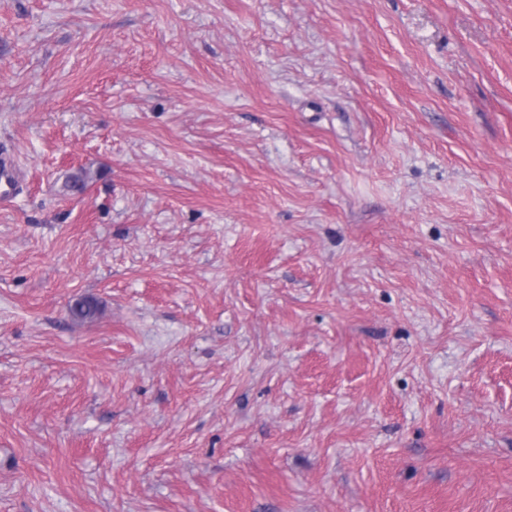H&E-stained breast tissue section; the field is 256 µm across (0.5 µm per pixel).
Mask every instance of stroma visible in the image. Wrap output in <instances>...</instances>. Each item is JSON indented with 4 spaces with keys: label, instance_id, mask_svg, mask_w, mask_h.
Instances as JSON below:
<instances>
[{
    "label": "stroma",
    "instance_id": "35a3bbf8",
    "mask_svg": "<svg viewBox=\"0 0 512 512\" xmlns=\"http://www.w3.org/2000/svg\"><path fill=\"white\" fill-rule=\"evenodd\" d=\"M2 149L0 512H512V0H0Z\"/></svg>",
    "mask_w": 512,
    "mask_h": 512
}]
</instances>
